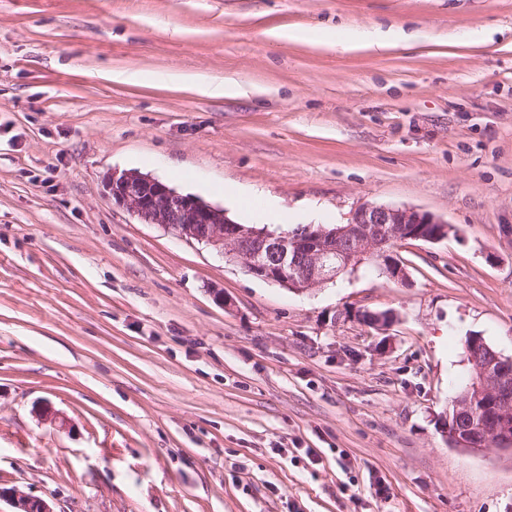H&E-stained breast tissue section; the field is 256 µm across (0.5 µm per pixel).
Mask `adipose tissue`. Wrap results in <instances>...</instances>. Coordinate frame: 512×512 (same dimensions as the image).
Instances as JSON below:
<instances>
[{
	"label": "adipose tissue",
	"mask_w": 512,
	"mask_h": 512,
	"mask_svg": "<svg viewBox=\"0 0 512 512\" xmlns=\"http://www.w3.org/2000/svg\"><path fill=\"white\" fill-rule=\"evenodd\" d=\"M269 39L279 42L306 43L325 48H335L337 42L335 33L304 28H273L267 30ZM407 37L399 28L380 30L363 28L350 31L343 44L348 49H384L406 42Z\"/></svg>",
	"instance_id": "1"
}]
</instances>
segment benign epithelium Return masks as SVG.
Returning a JSON list of instances; mask_svg holds the SVG:
<instances>
[{
    "label": "benign epithelium",
    "instance_id": "7a95c632",
    "mask_svg": "<svg viewBox=\"0 0 512 512\" xmlns=\"http://www.w3.org/2000/svg\"><path fill=\"white\" fill-rule=\"evenodd\" d=\"M107 187L112 200L146 224H157L187 241L205 245L241 263L256 278L304 292L367 261L395 281L407 279L404 266L389 259L400 241H439L448 227L439 217L416 208L365 202L349 222L334 227H312L289 232L237 224L224 210L183 195L165 183L137 172L114 171ZM426 224H437L432 232ZM341 266H336V260ZM472 389L476 397L492 400L481 405L462 403L457 414L464 428L456 434L455 447L480 454L493 446L512 456V359L493 354V361L478 367ZM14 512H53L49 503L16 490L9 495Z\"/></svg>",
    "mask_w": 512,
    "mask_h": 512
}]
</instances>
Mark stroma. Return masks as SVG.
<instances>
[{"label": "stroma", "mask_w": 512, "mask_h": 512, "mask_svg": "<svg viewBox=\"0 0 512 512\" xmlns=\"http://www.w3.org/2000/svg\"><path fill=\"white\" fill-rule=\"evenodd\" d=\"M361 26L423 37L265 36ZM115 170L240 224L217 186L289 231L365 202L451 231L397 244L407 282L296 293L142 223ZM470 336L512 357V0H0L1 489L53 512H512V457L441 433ZM266 36L274 41L306 43L329 49L342 44L348 49H384L406 42L408 37L400 28L382 31L379 28H363L350 31L347 40H336V33L304 28H273L267 30ZM156 77L163 81H177L183 84H190L198 88L203 94L217 98L247 97L251 94H260L265 91L264 88L247 86L231 77H224V80L192 74H158Z\"/></svg>", "instance_id": "stroma-1"}]
</instances>
